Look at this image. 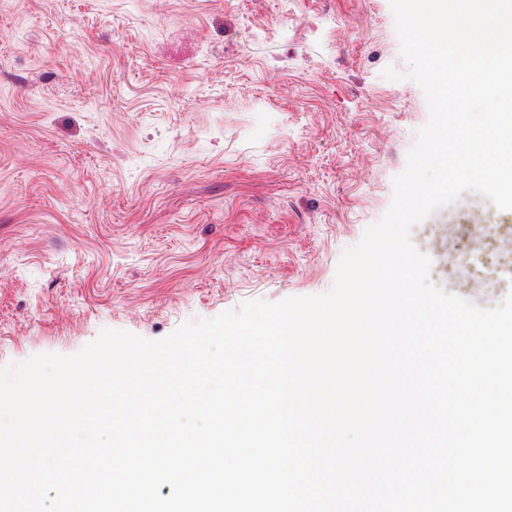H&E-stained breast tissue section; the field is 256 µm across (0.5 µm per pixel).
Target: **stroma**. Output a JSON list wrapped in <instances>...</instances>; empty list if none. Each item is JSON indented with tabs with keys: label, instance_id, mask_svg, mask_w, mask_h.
Listing matches in <instances>:
<instances>
[{
	"label": "stroma",
	"instance_id": "1",
	"mask_svg": "<svg viewBox=\"0 0 512 512\" xmlns=\"http://www.w3.org/2000/svg\"><path fill=\"white\" fill-rule=\"evenodd\" d=\"M321 9L0 0V367L332 288L429 110L389 0Z\"/></svg>",
	"mask_w": 512,
	"mask_h": 512
}]
</instances>
